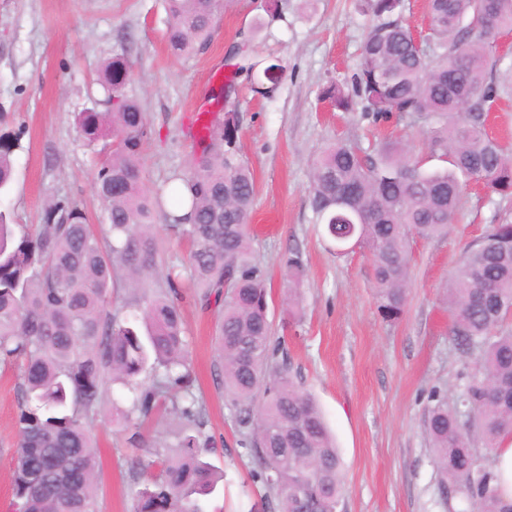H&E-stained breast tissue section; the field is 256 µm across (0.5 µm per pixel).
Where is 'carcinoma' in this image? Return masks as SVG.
<instances>
[{
    "label": "carcinoma",
    "mask_w": 512,
    "mask_h": 512,
    "mask_svg": "<svg viewBox=\"0 0 512 512\" xmlns=\"http://www.w3.org/2000/svg\"><path fill=\"white\" fill-rule=\"evenodd\" d=\"M218 0H167L166 43L178 58L210 44ZM404 0H358L363 42L351 86L332 82L322 99L377 124L392 117L426 126L424 149L445 166L427 170L400 138L369 149L326 144L311 162L314 222L333 242L336 225H354L368 254L378 309L387 322L404 313L411 276L409 242L448 235L464 187L479 182L512 198V150L488 132L491 114L512 96L498 76L495 43L512 31V0H428V30L416 40L403 24ZM124 54L108 58L99 84L112 111L76 116L87 145L104 142L93 186L106 223L93 228L68 199L44 202L42 222L14 224L0 211V367L21 369L19 445L11 474L12 512H100L97 428L110 387L133 393L115 409L131 442L165 412L176 442L158 443L155 470L134 512H207L223 474L203 459L215 446L207 406L193 391L186 351L184 292L215 320L218 388L239 425V446L266 489L262 509L339 512L342 461L323 412L303 391L272 335L267 274L249 224L255 181L241 158L239 121L212 120L202 149L155 192L140 164L150 136L140 102L125 94ZM15 143L0 135V193L8 191ZM188 242L165 257L156 226ZM288 316L300 317L298 255L286 258ZM448 313L460 346L480 359L458 406L432 393L425 419L441 482L474 512H512L486 465L512 438V222L489 225L448 281Z\"/></svg>",
    "instance_id": "carcinoma-1"
}]
</instances>
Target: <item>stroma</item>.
I'll return each instance as SVG.
<instances>
[{
  "mask_svg": "<svg viewBox=\"0 0 512 512\" xmlns=\"http://www.w3.org/2000/svg\"><path fill=\"white\" fill-rule=\"evenodd\" d=\"M166 0H0V134H12L13 181L0 209L20 224L40 221L46 199L68 197L90 223L102 220L93 190L94 151L75 115L105 111L91 84L104 60L125 54L152 130L141 155L148 186L183 169L197 148V112L209 108L213 87L227 84L225 110L240 121V154L255 178L251 224L257 260L268 273L270 319L287 363L319 403L343 463L342 512H471L461 495L442 485L424 421L438 390L456 401L477 358L457 345L445 287L466 247L488 225L512 219V199L469 186L446 237L410 247L412 284L395 322L377 309L367 252L337 254L313 222L308 206L310 161L328 142L369 145L388 135L418 144L420 126L404 120L372 126L357 112H341L319 98L329 82L350 83L365 35L356 0H224L208 49L174 60L165 41ZM251 71L238 73L242 59ZM276 82L272 96L257 89ZM298 252L305 277L303 315L289 318L283 261ZM187 355L208 430L219 447L209 461L224 474L211 512H255L265 490L236 441L240 429L216 386L215 325L192 301L183 304ZM17 372L0 373V512H9L10 475L19 440ZM99 430L102 512H132V490L145 473L131 460L147 457L155 440L146 431L136 446L112 421V408L131 395L114 386Z\"/></svg>",
  "mask_w": 512,
  "mask_h": 512,
  "instance_id": "1",
  "label": "stroma"
}]
</instances>
